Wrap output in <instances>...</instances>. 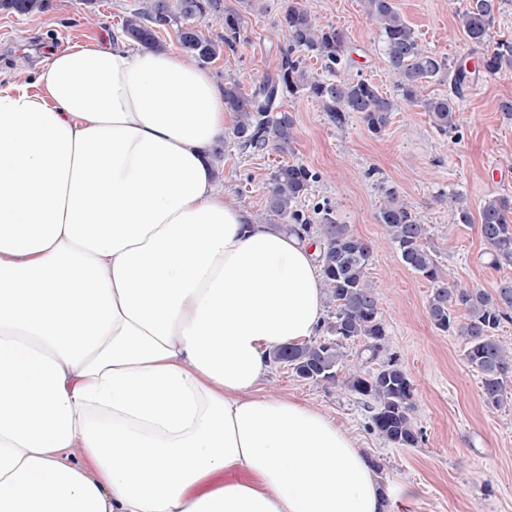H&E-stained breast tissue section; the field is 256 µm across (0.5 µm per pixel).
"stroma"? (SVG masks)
<instances>
[{
  "mask_svg": "<svg viewBox=\"0 0 512 512\" xmlns=\"http://www.w3.org/2000/svg\"><path fill=\"white\" fill-rule=\"evenodd\" d=\"M322 26L341 28L349 55L342 77L367 79L379 92L394 93L378 28L370 25L365 0H303ZM398 11L427 51L455 62L471 51L458 24L470 0H394ZM241 10L239 0H224L241 10V42L206 70L216 81L244 77L245 89L273 75L285 47L280 19L288 0H254ZM138 0H50L48 9L28 15L0 10V73L32 84L35 71L53 51L83 36L105 48L122 39V24ZM425 96L457 95L461 122L456 136L440 133L422 105L392 113L386 129L375 136L356 114L336 126L309 94L284 97L281 108L294 119L291 160L318 173L300 207L330 205L341 223L372 251L367 275L378 294L386 326L388 353L397 356L414 388L412 419L421 439L416 447L398 448L370 428V412L343 386L315 384L291 369L272 364L265 377L268 391L315 405L349 427L385 483L414 487L416 500L397 502L392 512H512V398L492 410L481 397V377L462 356V339L438 330L427 306L433 285L406 268L378 210L388 188L428 228L427 247L441 276L451 282L495 293L512 279V267L495 268L478 224L451 220L452 196L478 211L486 198L512 199V120L498 109L512 99V69L482 73L455 94L451 78L427 83ZM282 154L256 155L227 148L218 158L216 180L252 218L266 215L268 180L283 162Z\"/></svg>",
  "mask_w": 512,
  "mask_h": 512,
  "instance_id": "stroma-1",
  "label": "stroma"
}]
</instances>
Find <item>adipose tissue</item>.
I'll return each instance as SVG.
<instances>
[{"label": "adipose tissue", "instance_id": "adipose-tissue-1", "mask_svg": "<svg viewBox=\"0 0 512 512\" xmlns=\"http://www.w3.org/2000/svg\"><path fill=\"white\" fill-rule=\"evenodd\" d=\"M0 87V512H391L359 440L264 391L317 246L215 179L224 88L78 40Z\"/></svg>", "mask_w": 512, "mask_h": 512}]
</instances>
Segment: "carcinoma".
<instances>
[{"mask_svg":"<svg viewBox=\"0 0 512 512\" xmlns=\"http://www.w3.org/2000/svg\"><path fill=\"white\" fill-rule=\"evenodd\" d=\"M221 2L142 0L141 7L126 17L123 32L141 46L158 48V30L173 27L185 54L201 65L209 64L224 51H235L240 42L242 19L236 12H224V33L215 38L203 35L192 24L197 17L220 12ZM47 5L48 0H0V9L18 14L42 11ZM366 7L369 21L382 34L383 52L396 78L395 94L388 97L380 93L366 79H336V67L349 54L347 37L339 28L317 25L297 0H288L281 20L288 45L276 76L264 78L248 93L240 79H224V105L236 116L230 139L239 150L258 154L272 149L282 155L293 151L294 121L280 110V99L286 93L310 94L338 125L345 122L346 114L356 112L373 134L385 130L399 107L419 102L440 133L452 134L458 129L457 101L449 96L425 98L424 86L447 75L453 67L454 85L460 89L471 81L473 72L464 62L452 66L423 49L394 0H366ZM499 11L500 0H471L470 8L459 15V26L472 50L480 52L478 67L487 74L512 69L511 42H500L487 50ZM306 53L320 60L332 78L309 75L304 66ZM317 180L318 174L302 163L279 164L270 173L266 211L277 216L289 232L317 234L323 283L336 307L334 320L326 326L330 338L280 347L272 353L273 361L288 365L298 377L312 383H334L346 364L347 342L361 340L363 357L348 370L344 385L371 410L370 429L398 448H414L419 433L411 420L415 390L409 374L392 354L382 360L379 369H364L387 347L378 297L367 275L370 247L350 231L349 225L338 221L331 207L316 206L313 219L298 209L299 201ZM451 208L452 223H474L462 198L455 197ZM378 221L388 229L401 262L433 283L428 303L431 321L437 329L463 338L464 358L481 374L485 405L500 408L507 399L512 348L503 345L496 332L504 321H512V281L502 283L493 295L477 287L446 283L425 246L426 225L392 188L385 190ZM479 224L492 265L512 267V202L504 197L487 199L479 210ZM456 307L466 310L465 321L456 320Z\"/></svg>","mask_w":512,"mask_h":512,"instance_id":"carcinoma-1","label":"carcinoma"}]
</instances>
